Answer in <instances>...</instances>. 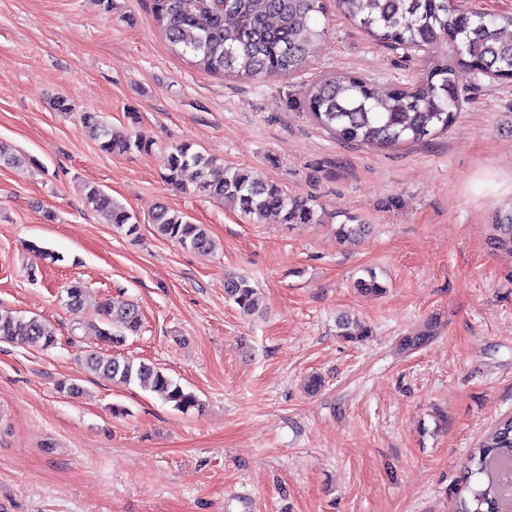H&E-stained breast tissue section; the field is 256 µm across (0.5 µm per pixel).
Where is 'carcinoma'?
<instances>
[{"mask_svg":"<svg viewBox=\"0 0 512 512\" xmlns=\"http://www.w3.org/2000/svg\"><path fill=\"white\" fill-rule=\"evenodd\" d=\"M337 9L373 39L391 48H414L427 53L420 77L408 87L381 91L358 75L323 76L308 84L305 101L316 123L337 139L349 143L396 148L421 142L445 132L456 119V73L466 69L497 81H512V15H491L466 6V0H336ZM325 0H152V19L169 42L192 57L200 70L247 76L295 75L303 71L320 48L324 30L318 17ZM86 131L101 150L124 154L147 150L153 140L107 128L93 112L82 115ZM167 181L183 190L182 173L195 168L194 192L237 207L244 215L261 220L281 217L291 226L321 223L308 202L288 195L276 182L244 169L225 166L182 144L165 159ZM87 203L105 214L117 231L138 236L133 215L109 194L91 185ZM155 233L184 248L210 251L215 247L207 228L182 213L160 207L151 217ZM369 225L349 215L336 226L343 245H357ZM492 244L512 254V218L493 225ZM66 306L82 310L85 288L79 281L65 289ZM226 298L247 315L259 309L258 293L243 277L224 283ZM104 327L100 338L111 345L142 325L140 309L123 300H112L101 310ZM425 329L400 339V350L412 351L433 338ZM0 340L47 349L57 344L56 331L39 318L26 319L0 309ZM88 372L125 384L139 383L158 393L182 413L200 407L196 395L174 383L160 368L145 361L102 351L84 356ZM465 476L469 497L459 512H512V414L500 418L469 457ZM474 476L483 483L470 485Z\"/></svg>","mask_w":512,"mask_h":512,"instance_id":"cac0c4a2","label":"carcinoma"}]
</instances>
